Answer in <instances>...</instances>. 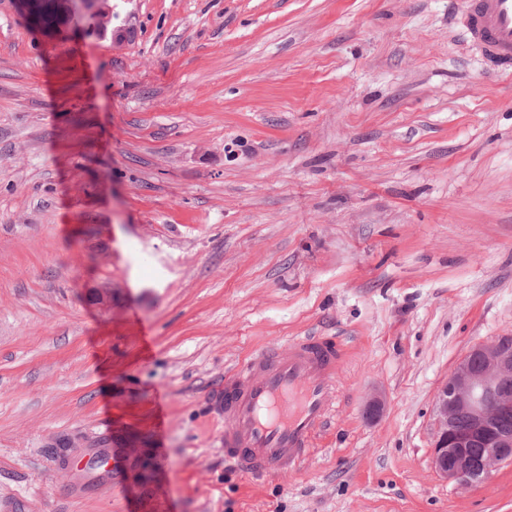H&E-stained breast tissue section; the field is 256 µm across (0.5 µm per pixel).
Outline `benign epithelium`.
Returning <instances> with one entry per match:
<instances>
[{
    "instance_id": "benign-epithelium-1",
    "label": "benign epithelium",
    "mask_w": 512,
    "mask_h": 512,
    "mask_svg": "<svg viewBox=\"0 0 512 512\" xmlns=\"http://www.w3.org/2000/svg\"><path fill=\"white\" fill-rule=\"evenodd\" d=\"M22 12L36 27L49 32L72 23L79 0H18ZM512 375V336L472 346L448 374L435 401L432 459L436 471L460 486L487 479L502 463L512 461V435L495 430L498 414L512 410V395L497 391L498 381ZM464 409L470 429H453L454 416ZM487 444L483 471L472 473L467 448L473 440Z\"/></svg>"
}]
</instances>
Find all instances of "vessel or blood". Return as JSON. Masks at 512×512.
I'll list each match as a JSON object with an SVG mask.
<instances>
[{"instance_id": "obj_1", "label": "vessel or blood", "mask_w": 512, "mask_h": 512, "mask_svg": "<svg viewBox=\"0 0 512 512\" xmlns=\"http://www.w3.org/2000/svg\"><path fill=\"white\" fill-rule=\"evenodd\" d=\"M460 25L488 66L512 72V0H464ZM339 336H296L261 349L224 378V453L247 475L287 472L335 425Z\"/></svg>"}]
</instances>
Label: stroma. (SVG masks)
<instances>
[{
    "label": "stroma",
    "instance_id": "1",
    "mask_svg": "<svg viewBox=\"0 0 512 512\" xmlns=\"http://www.w3.org/2000/svg\"><path fill=\"white\" fill-rule=\"evenodd\" d=\"M111 4L120 47L0 0V512H512V461L431 460L512 333V75L463 0ZM308 334L348 345L336 427L242 474L224 375Z\"/></svg>",
    "mask_w": 512,
    "mask_h": 512
}]
</instances>
